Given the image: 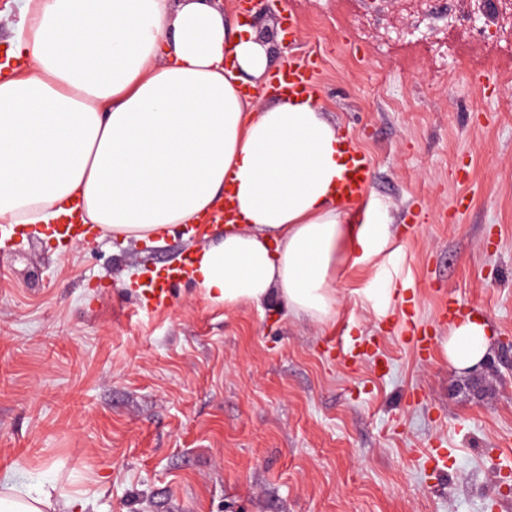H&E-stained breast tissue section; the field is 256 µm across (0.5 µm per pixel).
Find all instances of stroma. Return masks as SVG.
Wrapping results in <instances>:
<instances>
[{
	"mask_svg": "<svg viewBox=\"0 0 512 512\" xmlns=\"http://www.w3.org/2000/svg\"><path fill=\"white\" fill-rule=\"evenodd\" d=\"M469 13L287 0L275 66L314 61L326 119L371 161L355 221L379 210L393 230L339 271L332 324L212 306L188 279L143 311L142 278L199 233L148 246L93 228L63 251L0 228V477L86 493L89 512H512V50L489 62L447 32ZM382 280L386 304L366 294ZM448 293L491 327L477 389L441 353ZM405 309L433 332L426 356Z\"/></svg>",
	"mask_w": 512,
	"mask_h": 512,
	"instance_id": "1",
	"label": "stroma"
}]
</instances>
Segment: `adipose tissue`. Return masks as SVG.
I'll return each mask as SVG.
<instances>
[{
	"instance_id": "1",
	"label": "adipose tissue",
	"mask_w": 512,
	"mask_h": 512,
	"mask_svg": "<svg viewBox=\"0 0 512 512\" xmlns=\"http://www.w3.org/2000/svg\"><path fill=\"white\" fill-rule=\"evenodd\" d=\"M0 76V223L95 224L162 243L204 225L191 278L232 309L278 300L316 321L336 312V272L387 247L382 217L348 219L336 195L343 136L315 96L255 109L273 66L257 29L209 0H21ZM236 218L211 223L225 198ZM490 349L468 316L444 344L456 370ZM53 491L9 488L0 512H85Z\"/></svg>"
}]
</instances>
